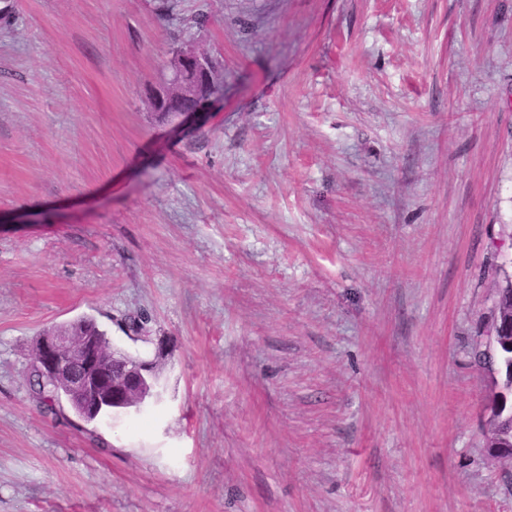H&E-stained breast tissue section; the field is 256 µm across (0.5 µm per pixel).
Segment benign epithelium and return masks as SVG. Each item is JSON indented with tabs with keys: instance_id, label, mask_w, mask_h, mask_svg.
Returning a JSON list of instances; mask_svg holds the SVG:
<instances>
[{
	"instance_id": "1",
	"label": "benign epithelium",
	"mask_w": 512,
	"mask_h": 512,
	"mask_svg": "<svg viewBox=\"0 0 512 512\" xmlns=\"http://www.w3.org/2000/svg\"><path fill=\"white\" fill-rule=\"evenodd\" d=\"M219 94L205 57L188 42L174 58L162 90L152 98V110L168 112L170 105L185 100L198 102L201 110ZM32 367L40 381L62 383L78 407L97 419L109 407L143 404L155 379L154 362L107 349L101 337L90 335L87 324L77 321L39 336Z\"/></svg>"
}]
</instances>
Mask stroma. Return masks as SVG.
I'll return each instance as SVG.
<instances>
[{"mask_svg":"<svg viewBox=\"0 0 512 512\" xmlns=\"http://www.w3.org/2000/svg\"><path fill=\"white\" fill-rule=\"evenodd\" d=\"M174 2L224 60L185 122L149 105L158 0H12L0 30V512H512L477 358L512 0ZM82 317L156 357V404H37L39 334Z\"/></svg>","mask_w":512,"mask_h":512,"instance_id":"stroma-1","label":"stroma"}]
</instances>
